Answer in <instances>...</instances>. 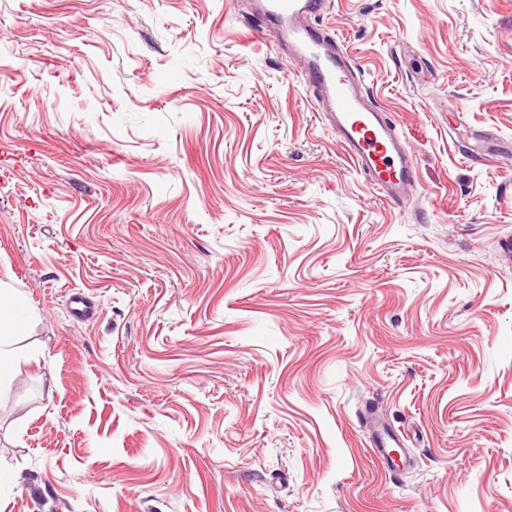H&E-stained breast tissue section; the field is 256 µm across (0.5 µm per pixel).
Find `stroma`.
Returning <instances> with one entry per match:
<instances>
[{"instance_id": "1", "label": "stroma", "mask_w": 512, "mask_h": 512, "mask_svg": "<svg viewBox=\"0 0 512 512\" xmlns=\"http://www.w3.org/2000/svg\"><path fill=\"white\" fill-rule=\"evenodd\" d=\"M311 24L415 151L411 208L247 0H0V286L30 312L0 512H512V161L463 152L512 148V0ZM367 430L372 453L381 461L389 463L394 448H401L399 437L374 411H367L362 419Z\"/></svg>"}]
</instances>
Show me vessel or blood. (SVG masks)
I'll return each instance as SVG.
<instances>
[{"instance_id":"obj_1","label":"vessel or blood","mask_w":512,"mask_h":512,"mask_svg":"<svg viewBox=\"0 0 512 512\" xmlns=\"http://www.w3.org/2000/svg\"><path fill=\"white\" fill-rule=\"evenodd\" d=\"M325 5L326 0H257L259 34L272 37L289 59L302 62L315 99L324 106V120L372 189L391 205H406L417 183V158L393 121L373 104L348 54L310 26ZM362 422L374 456L390 460L401 445L399 437L376 412H366Z\"/></svg>"}]
</instances>
